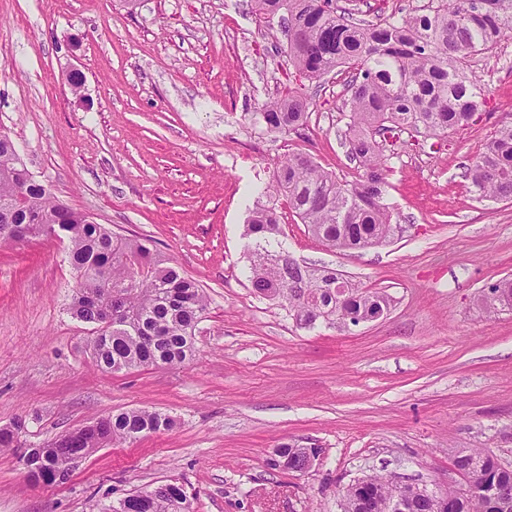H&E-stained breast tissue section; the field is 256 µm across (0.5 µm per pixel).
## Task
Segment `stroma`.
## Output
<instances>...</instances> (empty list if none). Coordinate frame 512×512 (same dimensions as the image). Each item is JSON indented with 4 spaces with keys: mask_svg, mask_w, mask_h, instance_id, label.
I'll return each instance as SVG.
<instances>
[{
    "mask_svg": "<svg viewBox=\"0 0 512 512\" xmlns=\"http://www.w3.org/2000/svg\"><path fill=\"white\" fill-rule=\"evenodd\" d=\"M283 39L250 0H140L133 11L124 0H0V131L60 201L148 240L208 300L191 360L106 372L70 312L64 245L0 244V427L25 420L21 441L38 444L118 410L175 421L106 444L63 484L31 482L0 451V512H93L167 479L195 512H343V487L373 473L463 487L464 448L512 467V310L482 304L512 276V202L475 198L463 176L512 122V35L471 61L486 104L468 127L387 145L386 201L402 231L351 251L313 238L285 197L263 192L291 152L340 180L357 174L343 74L322 81L304 134L260 119L295 74L275 50ZM258 203L276 208L293 258L386 290L387 317L304 329L255 296L243 233ZM283 443L322 455L286 472L271 464Z\"/></svg>",
    "mask_w": 512,
    "mask_h": 512,
    "instance_id": "35a3bbf8",
    "label": "stroma"
}]
</instances>
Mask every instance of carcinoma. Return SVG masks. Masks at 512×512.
Segmentation results:
<instances>
[{"label":"carcinoma","mask_w":512,"mask_h":512,"mask_svg":"<svg viewBox=\"0 0 512 512\" xmlns=\"http://www.w3.org/2000/svg\"><path fill=\"white\" fill-rule=\"evenodd\" d=\"M252 9L288 37L281 52L296 75L318 83L338 68L347 69L342 107L349 122L345 144L359 170L354 181H340L306 152H294L277 168L273 189L312 236L337 250L375 246L394 236L398 224L385 201L387 159L384 145L403 132L425 139L462 128L485 103L484 89L470 69L476 55L497 48L512 34V0H429L427 12L354 17L334 0H251ZM309 95L302 85L263 105L260 116L270 132H299L306 126ZM20 157L0 132V242L52 237L66 242L76 274L71 309L92 325L88 346L103 371L181 364L195 351V331L207 298L192 279L139 239L118 235L59 202L50 189L23 175ZM464 177L480 199L512 201V123L501 127L485 150L466 167ZM279 218L272 207L250 211L246 236L252 291L277 299L301 328L338 322L368 306H393L386 291L349 280L339 292L336 270L298 262L283 248ZM141 267L137 272L130 259ZM483 297L487 311L512 310V286L492 285ZM174 420L147 409L124 410L97 420V427L35 446L0 429V450L19 451L28 478L46 484L66 481L74 458L88 457L104 442L137 441L148 429L168 430ZM274 466L303 472L305 449L288 444L276 450ZM465 480L448 488L452 512H512V469L480 448L454 459ZM368 485L344 488L345 512H440L437 497L412 483L374 474ZM156 485L145 496L128 497L118 511L191 512L190 501Z\"/></svg>","instance_id":"carcinoma-1"}]
</instances>
